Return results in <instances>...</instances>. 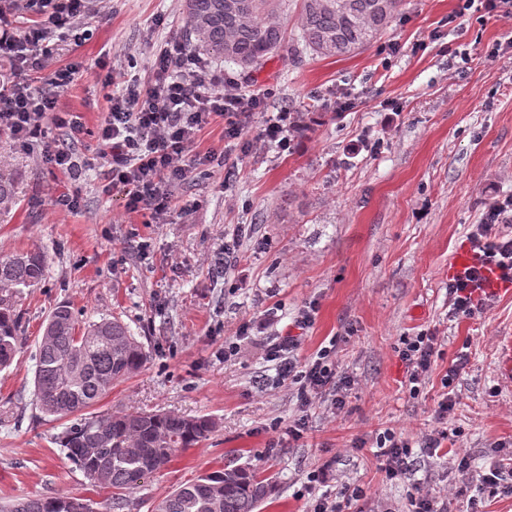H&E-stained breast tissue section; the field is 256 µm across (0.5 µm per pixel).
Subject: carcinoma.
<instances>
[{"mask_svg":"<svg viewBox=\"0 0 512 512\" xmlns=\"http://www.w3.org/2000/svg\"><path fill=\"white\" fill-rule=\"evenodd\" d=\"M404 0H302L297 46L326 58L353 54L380 39L401 14ZM285 0H184L186 47L209 59L245 69L284 50ZM18 181L0 172V212H8ZM45 276L43 256L18 251L0 256V369L20 349V313L25 290ZM148 352L118 317L80 327L66 303L49 313L35 351L34 395L45 416L68 419L60 443L66 458L90 481L112 490V509L130 507L129 494L175 454L209 440L215 422L172 412L86 411L112 386L138 373ZM268 479L248 467L199 477L162 497L154 512H256L270 496ZM0 512H95L93 501L72 496L23 497Z\"/></svg>","mask_w":512,"mask_h":512,"instance_id":"obj_1","label":"carcinoma"}]
</instances>
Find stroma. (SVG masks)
<instances>
[{
	"mask_svg": "<svg viewBox=\"0 0 512 512\" xmlns=\"http://www.w3.org/2000/svg\"><path fill=\"white\" fill-rule=\"evenodd\" d=\"M83 24L89 37L57 41L39 81L80 63L58 109L76 113L84 133L76 142L63 131L56 137L85 166L49 169L0 133V156L20 183L17 203L0 217V256L37 250L46 264L45 281L21 305V351L0 371V502L69 495L105 512L112 496L68 461L57 442L62 421L35 404L42 323L67 302L84 323L120 317L149 353L98 410L218 422L203 445L177 452L142 480L127 512H152L168 492L228 464L272 479L260 512H307V475L319 468L328 480L316 494L361 490L353 512L387 504L408 512L418 485L449 500L452 512H466V498L456 494L457 456L468 455L477 471L512 456V376L502 371L512 295L491 296L475 317H450L448 267L467 244L468 225L512 198V20L462 10L461 0H406L365 51L305 53L295 62L278 55L247 70L225 64L244 87L269 92L247 137L285 109L318 121L284 153L243 148L225 141L223 123L207 126L196 151L224 154V163L176 188L165 224L127 213L89 148L106 113L99 62L148 78L153 45L183 27L182 0H109L105 17ZM496 44L505 56L494 62L488 53ZM343 93L349 104L340 112L335 100ZM72 189L77 210L54 209L55 197ZM232 239L234 254L220 259L217 248ZM311 304L314 324L297 329ZM423 329L441 346L414 399L397 347ZM288 334L300 337L301 362L335 345L336 369L353 381L342 407L326 391L301 409L295 390L281 385L268 352ZM228 342L237 345L230 357ZM462 354L468 365L445 384ZM446 392L456 398L448 438L430 455L421 442L437 429ZM302 413V437L273 432ZM389 430L413 447L398 480L375 455L377 435Z\"/></svg>",
	"mask_w": 512,
	"mask_h": 512,
	"instance_id": "35a3bbf8",
	"label": "stroma"
}]
</instances>
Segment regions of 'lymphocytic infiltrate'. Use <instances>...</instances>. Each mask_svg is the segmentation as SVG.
Instances as JSON below:
<instances>
[{
    "label": "lymphocytic infiltrate",
    "mask_w": 512,
    "mask_h": 512,
    "mask_svg": "<svg viewBox=\"0 0 512 512\" xmlns=\"http://www.w3.org/2000/svg\"><path fill=\"white\" fill-rule=\"evenodd\" d=\"M98 0H0V60L10 62L9 83L0 85V131L8 133L16 147L38 153L53 169L72 170L76 161L49 129L67 130L79 138L83 125L77 115L58 111V97L79 74L78 66L55 71L49 87L38 86L36 74L45 69L51 43L60 37L79 41L86 34L78 23L94 10ZM36 12L38 18L26 30L9 24V16ZM108 103L106 116L94 136L92 151L108 165L112 187L125 193L127 212L140 213L149 223H166L172 190L192 171H203L217 161L216 153L194 155L199 133L209 124L224 123V136L243 138L254 112L262 110L265 95L245 90L236 79L202 56L188 52L178 36L153 49L150 76L100 79ZM512 200L494 204L481 223L470 225L467 241L474 263L448 283L449 312L470 317L484 303L477 297L484 272L499 271L512 281V236L499 232ZM294 336H285L269 353L280 365L285 386L296 387L301 405L311 392L330 389L335 405H343L351 387L348 377L336 372L335 347L322 348L315 358L297 361ZM438 352L434 333L420 331L400 339L398 355L407 369L411 395H419Z\"/></svg>",
    "instance_id": "f902f5d3"
}]
</instances>
